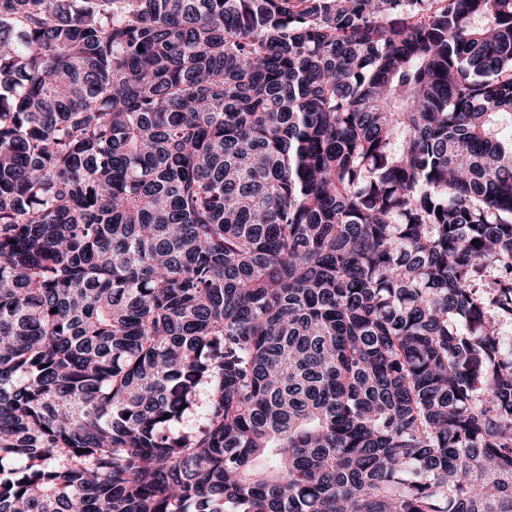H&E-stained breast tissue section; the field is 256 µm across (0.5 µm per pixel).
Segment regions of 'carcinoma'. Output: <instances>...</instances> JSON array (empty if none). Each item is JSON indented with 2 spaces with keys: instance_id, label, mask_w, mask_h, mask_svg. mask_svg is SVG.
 <instances>
[{
  "instance_id": "1",
  "label": "carcinoma",
  "mask_w": 512,
  "mask_h": 512,
  "mask_svg": "<svg viewBox=\"0 0 512 512\" xmlns=\"http://www.w3.org/2000/svg\"><path fill=\"white\" fill-rule=\"evenodd\" d=\"M0 512H512V0H0Z\"/></svg>"
}]
</instances>
